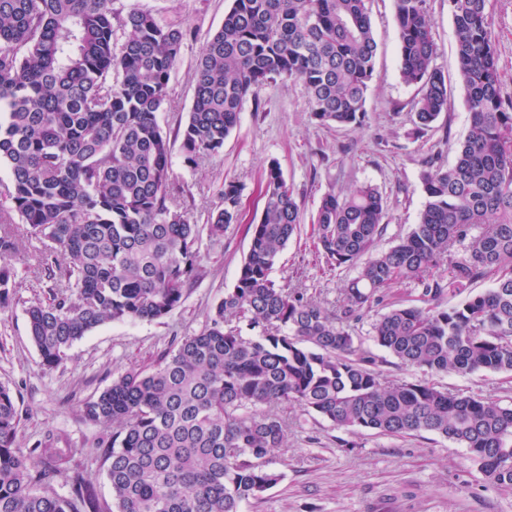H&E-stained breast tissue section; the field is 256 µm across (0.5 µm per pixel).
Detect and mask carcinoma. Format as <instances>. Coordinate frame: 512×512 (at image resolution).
I'll list each match as a JSON object with an SVG mask.
<instances>
[{
  "label": "carcinoma",
  "instance_id": "1",
  "mask_svg": "<svg viewBox=\"0 0 512 512\" xmlns=\"http://www.w3.org/2000/svg\"><path fill=\"white\" fill-rule=\"evenodd\" d=\"M366 2L233 0L197 59L187 121L171 135L157 114L188 30L137 9L122 17L114 0H0V164L11 177L0 224L19 214L64 259H43L59 292L26 309L44 366L60 365L105 323L160 320L182 303L201 229L172 200V143L189 167L220 154L247 98L278 78L303 82L318 123H363L377 51ZM487 2L448 0L470 128L452 166L423 171L425 203L411 231L377 248L386 201L371 185L321 198L315 248L328 266L354 272L336 310L271 279L300 232L299 205L272 160L247 257L210 323L84 406L86 419L112 426L104 462L113 507L66 448L30 453L43 478L70 484V497L32 489L16 400L0 385V512H241L281 479L269 457L284 446L280 411L290 405L348 433L451 440L489 483L512 487V404L427 379L390 382L350 332L381 306L372 340L401 364L512 374V101L501 95ZM395 20L401 79L422 89L418 135L447 110L448 87L434 66L426 0H396ZM241 195L237 181H224L210 235L239 222ZM18 247L0 234V311L14 300L8 258ZM440 264L447 275L434 274ZM482 281L490 287L475 290ZM397 284L412 285L413 298L387 302ZM446 294L463 300L443 307Z\"/></svg>",
  "mask_w": 512,
  "mask_h": 512
}]
</instances>
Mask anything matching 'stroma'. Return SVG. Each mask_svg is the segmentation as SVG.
<instances>
[{"label": "stroma", "mask_w": 512, "mask_h": 512, "mask_svg": "<svg viewBox=\"0 0 512 512\" xmlns=\"http://www.w3.org/2000/svg\"><path fill=\"white\" fill-rule=\"evenodd\" d=\"M232 0H115L121 12L148 11L166 24L192 31L171 74L159 122L174 131L191 108L194 71L208 36L224 22ZM377 43L375 72L366 97L363 126L317 124L310 116L301 81L279 79L247 99L237 127L221 154L189 168L173 158L172 182L183 192L198 224H206L219 202L227 179L243 188V215L222 239L201 235L198 278L183 303L157 321L105 324L69 350L55 368L45 367L31 341L25 310L53 293L40 260L48 255L46 241L24 235L13 258L18 286L13 305L0 312V384L9 386L20 415L21 448L36 447L48 434L73 451L77 472L111 502L101 438L110 427L85 419L83 406L130 368L147 367L175 350L181 341L202 331L215 304L233 288L249 249L248 227L262 208V171L276 160L301 212V231L281 252L273 279L305 289L311 300L335 305L346 271L329 269L313 249L311 220L322 196L368 183L387 201L389 247L416 224L423 207L421 174L429 165L451 166L470 127L464 90L458 80L455 33L448 0H427L437 52L435 66L448 84V107L432 128L412 136L418 87L399 75L400 43L395 0H368ZM490 30L501 74V94L512 97V0H488ZM432 383L452 392L482 395L512 403V375L476 372L431 375ZM285 447L276 449L272 468L280 482L263 498L244 504L243 512H512V488L494 486L469 460L465 448L430 433L393 437L365 431L340 443L343 431L289 408Z\"/></svg>", "instance_id": "1"}]
</instances>
